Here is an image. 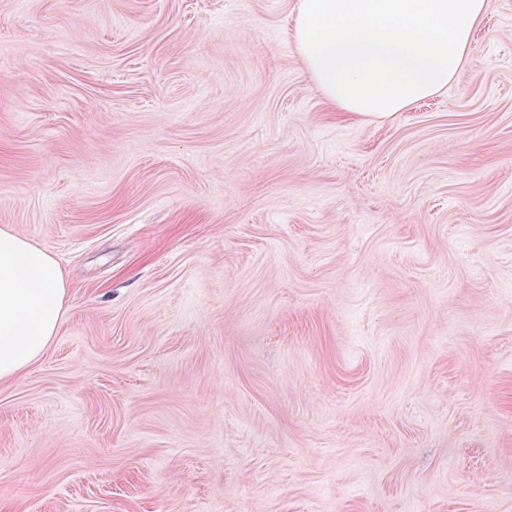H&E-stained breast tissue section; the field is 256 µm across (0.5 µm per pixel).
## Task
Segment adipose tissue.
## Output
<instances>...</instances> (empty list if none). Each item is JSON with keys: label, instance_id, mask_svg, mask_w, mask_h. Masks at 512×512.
I'll return each instance as SVG.
<instances>
[{"label": "adipose tissue", "instance_id": "adipose-tissue-1", "mask_svg": "<svg viewBox=\"0 0 512 512\" xmlns=\"http://www.w3.org/2000/svg\"><path fill=\"white\" fill-rule=\"evenodd\" d=\"M485 0H298L294 37L340 111L386 118L443 91L466 63ZM55 258L0 227V380L37 360L65 313Z\"/></svg>", "mask_w": 512, "mask_h": 512}]
</instances>
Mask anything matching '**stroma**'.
<instances>
[{
    "instance_id": "stroma-1",
    "label": "stroma",
    "mask_w": 512,
    "mask_h": 512,
    "mask_svg": "<svg viewBox=\"0 0 512 512\" xmlns=\"http://www.w3.org/2000/svg\"><path fill=\"white\" fill-rule=\"evenodd\" d=\"M297 0H0V227L67 286L0 512H512V0L391 118Z\"/></svg>"
}]
</instances>
